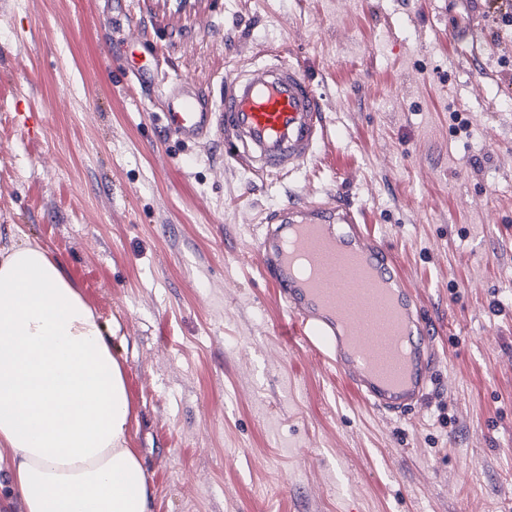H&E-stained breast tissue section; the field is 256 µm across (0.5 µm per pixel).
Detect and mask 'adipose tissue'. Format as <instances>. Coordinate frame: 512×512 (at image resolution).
I'll use <instances>...</instances> for the list:
<instances>
[{
    "label": "adipose tissue",
    "instance_id": "1",
    "mask_svg": "<svg viewBox=\"0 0 512 512\" xmlns=\"http://www.w3.org/2000/svg\"><path fill=\"white\" fill-rule=\"evenodd\" d=\"M123 365L59 263L0 248V445L26 512H147Z\"/></svg>",
    "mask_w": 512,
    "mask_h": 512
}]
</instances>
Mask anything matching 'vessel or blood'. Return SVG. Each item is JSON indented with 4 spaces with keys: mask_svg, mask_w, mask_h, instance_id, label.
Masks as SVG:
<instances>
[{
    "mask_svg": "<svg viewBox=\"0 0 512 512\" xmlns=\"http://www.w3.org/2000/svg\"><path fill=\"white\" fill-rule=\"evenodd\" d=\"M160 117L164 132L183 142L225 129L228 157L265 172H294L311 161L324 116L311 80L297 64L271 62L226 76L219 103L189 81L175 82ZM347 205L291 202L267 212L261 246L266 270L285 299L300 342L331 352L374 407L403 416L433 383L432 329L412 294L394 275L375 239L357 233ZM351 260L356 278L333 287L336 268Z\"/></svg>",
    "mask_w": 512,
    "mask_h": 512,
    "instance_id": "obj_1",
    "label": "vessel or blood"
}]
</instances>
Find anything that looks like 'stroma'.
Here are the masks:
<instances>
[{
    "instance_id": "obj_1",
    "label": "stroma",
    "mask_w": 512,
    "mask_h": 512,
    "mask_svg": "<svg viewBox=\"0 0 512 512\" xmlns=\"http://www.w3.org/2000/svg\"><path fill=\"white\" fill-rule=\"evenodd\" d=\"M273 51L322 103L309 164L161 133L175 77L216 100ZM510 86L489 0H0V245H42L109 333L148 512H512ZM300 198L353 207L431 320L415 415L289 336L259 242Z\"/></svg>"
}]
</instances>
